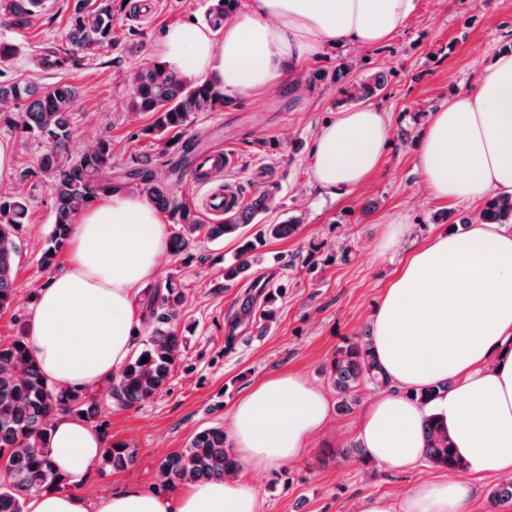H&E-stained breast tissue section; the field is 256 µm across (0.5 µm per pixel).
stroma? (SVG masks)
Masks as SVG:
<instances>
[{"instance_id":"stroma-1","label":"stroma","mask_w":512,"mask_h":512,"mask_svg":"<svg viewBox=\"0 0 512 512\" xmlns=\"http://www.w3.org/2000/svg\"><path fill=\"white\" fill-rule=\"evenodd\" d=\"M208 5L209 0H147L139 8L133 0H116V45L58 66L55 53L65 43L72 6L68 0H46L25 29L0 23V39L15 46L14 56L0 63V84L29 80L75 86L73 151L110 137L114 152L107 176L113 185L125 182L134 159L149 158L174 195L201 211L206 188L187 175H171V167L182 161L181 152L142 135L148 118L131 111L128 100L131 75L155 61L162 32L186 22L203 24ZM511 49L512 0H417L408 25L387 44L330 49L265 95L235 97L196 116L188 133L199 148L231 146L237 163L223 180L236 186L242 198L263 188L256 171H267L269 180L278 183L277 200L261 222L296 218L300 227L290 237L258 246L250 276L238 282L224 281V264L239 245L227 238L200 243L189 258L166 255L156 277L142 285L141 303L150 294L164 293L171 281L184 289L177 316L181 352L166 388L150 401L119 409L107 393L99 394L101 411L93 428L106 443L129 444L137 457L121 470L94 463L82 485L88 495L129 485L161 491V459L184 448L201 429L228 428L237 400L269 376L297 373L328 389L325 363L336 347L370 329L382 292L400 265L401 253L382 257L374 250L384 217L408 215L407 243L413 246L447 233L449 224L471 215L472 205L428 195L417 167L421 135L433 108L468 90L480 71ZM319 71L324 79H316ZM378 72L384 73L386 86L371 104L390 117L383 164L366 187L324 194L309 169L314 137L336 113L354 108V87ZM0 141L14 146L11 168L0 176V193H24L28 205L15 279L18 299L13 310L0 314L4 343L17 333V319H28L52 275L53 269L41 268L40 258L54 221V200L39 169L42 141L2 124ZM199 219L214 221L202 211ZM273 288L284 294L268 323L260 311ZM371 397V391L361 390L351 412L332 413L325 432L298 461L248 473L261 512H357L363 495L394 496L441 476V468L426 463L392 469L348 453L362 407Z\"/></svg>"}]
</instances>
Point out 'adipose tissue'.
<instances>
[{"label": "adipose tissue", "mask_w": 512, "mask_h": 512, "mask_svg": "<svg viewBox=\"0 0 512 512\" xmlns=\"http://www.w3.org/2000/svg\"><path fill=\"white\" fill-rule=\"evenodd\" d=\"M415 10L416 0H249L219 33L193 23L167 27L156 53L185 79L205 78L231 97H258L327 48L386 43ZM389 131L378 108L337 113L315 137L313 183L328 194L367 185L382 165ZM417 165L439 201L512 196V54L430 112ZM76 221L69 261L30 314V350L55 386L99 391L133 352L135 294L163 260L168 232L152 205L123 188L78 212ZM371 334L391 387L371 398L357 426L369 457L394 469L416 467L422 421L433 412L471 474L511 477L512 228L477 222L408 251L375 308ZM444 379L453 385L430 407L409 398V391ZM328 418L320 389L298 374H276L232 410L229 441L243 475L164 494L131 485L91 497L79 485L105 443L83 420L61 415L49 445L71 487L32 496L27 512H259L247 473L300 459ZM469 500V486L448 477L398 498L364 495L359 512H468Z\"/></svg>", "instance_id": "obj_1"}]
</instances>
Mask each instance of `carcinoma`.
<instances>
[{
    "instance_id": "obj_1",
    "label": "carcinoma",
    "mask_w": 512,
    "mask_h": 512,
    "mask_svg": "<svg viewBox=\"0 0 512 512\" xmlns=\"http://www.w3.org/2000/svg\"><path fill=\"white\" fill-rule=\"evenodd\" d=\"M238 0H211L205 14L208 25L224 27V20L237 8ZM42 0H0V21L25 27L40 12ZM114 40L112 0H100L89 8V0H74L67 32L66 59L73 60L91 49L110 46ZM130 110L150 117L145 133L160 141L181 144L183 155L195 153V143L182 139L196 114L209 112L227 103V98L207 82L190 83L171 72L162 63L138 69L132 77ZM382 74L371 77L358 88V98L368 99L382 91ZM75 90L70 85L38 87L31 82L14 81L0 85V103L12 102L17 112L0 109V122L26 137L47 142L40 158V170L48 178L54 198L55 217L42 254V264H53L68 246L75 215L90 206L112 184L101 179L112 167V140L104 137L97 144L72 158L70 106ZM129 179L135 189L154 207L166 212L179 229L171 236L168 249L173 254L189 252L204 240L235 237L245 224H260L258 216L267 212L276 190L265 187L244 202L238 211L224 217L220 224H202L197 212L173 194L167 181L157 177L148 161H134ZM27 218L25 197L20 193L0 195V313L13 309L17 300L14 288L18 240ZM482 219L489 224L512 223V198H495L487 203ZM299 227L296 220L282 224H261L258 237L283 239ZM255 245L240 238L237 258L224 266V281L234 282L251 269ZM184 299L182 288L168 283L166 293L146 303L152 322L151 335L141 350L132 356L112 379L109 397L120 409H130L147 402L161 392L180 352L175 320ZM18 331L8 344H0V512H24L26 500L36 492L61 488L67 479L53 467L48 434L54 416L72 413L93 419L98 405L92 392L61 389L42 374L29 352L28 323L17 321ZM148 362H142V358ZM336 393V410L348 413L358 402L360 389L384 390L390 381L372 345L363 336L332 354L324 368ZM452 386L448 380L421 389L412 398L422 404L433 401ZM423 459L433 467L457 470L462 460L454 451L447 428L435 415L422 424ZM103 460L114 469H124L136 460V451L115 443L105 448ZM240 468L229 453L224 429L211 427L198 431L188 445L166 456L159 472L168 489L199 479H222ZM495 505H512V480L501 482L490 491Z\"/></svg>"
}]
</instances>
